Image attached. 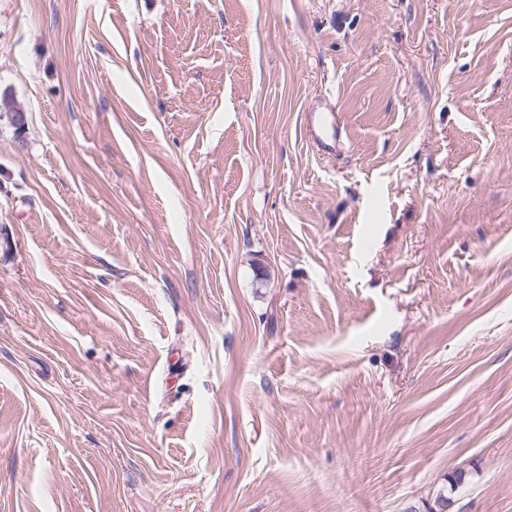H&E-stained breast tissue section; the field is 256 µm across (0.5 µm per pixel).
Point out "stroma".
Segmentation results:
<instances>
[{
  "mask_svg": "<svg viewBox=\"0 0 512 512\" xmlns=\"http://www.w3.org/2000/svg\"><path fill=\"white\" fill-rule=\"evenodd\" d=\"M0 93V512H512V0H0ZM331 128L333 133L332 136H328V129ZM335 128H336V140H335ZM309 134L312 141L320 148L334 151L337 149V141L339 140V130L337 125V119L332 109L322 110L317 113V116L312 123L309 125Z\"/></svg>",
  "mask_w": 512,
  "mask_h": 512,
  "instance_id": "stroma-1",
  "label": "stroma"
}]
</instances>
